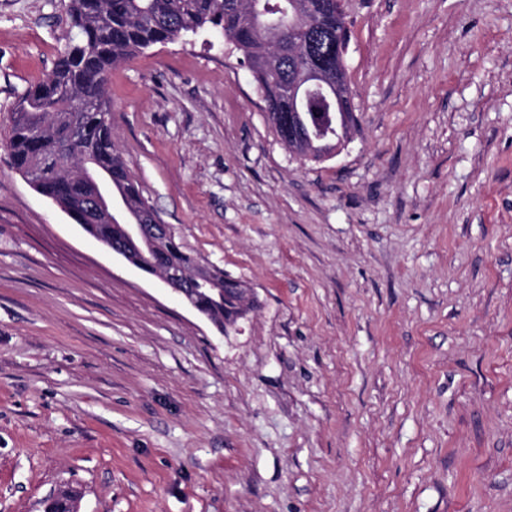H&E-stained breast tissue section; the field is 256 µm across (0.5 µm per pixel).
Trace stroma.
<instances>
[{
    "instance_id": "35a3bbf8",
    "label": "stroma",
    "mask_w": 512,
    "mask_h": 512,
    "mask_svg": "<svg viewBox=\"0 0 512 512\" xmlns=\"http://www.w3.org/2000/svg\"><path fill=\"white\" fill-rule=\"evenodd\" d=\"M342 4L327 161L215 31L110 77L160 222L255 292L224 334L14 168L69 26L0 0V512H512V0Z\"/></svg>"
}]
</instances>
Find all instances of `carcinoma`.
<instances>
[{"instance_id": "1", "label": "carcinoma", "mask_w": 512, "mask_h": 512, "mask_svg": "<svg viewBox=\"0 0 512 512\" xmlns=\"http://www.w3.org/2000/svg\"><path fill=\"white\" fill-rule=\"evenodd\" d=\"M297 4L301 18L312 24L319 71L338 100L339 112H293L288 97V15ZM70 33L55 68L32 85L17 104L8 148L15 168L26 173L42 169L50 176L42 184L45 197L66 213L83 191L80 170L85 158L106 173L112 188L143 207L149 202L112 140L107 85L121 62L157 45L210 28L240 51L264 96L269 118L281 142L304 160L319 161L336 147V134L350 133L353 113L342 64L347 25L336 0H64ZM92 98L93 112H61L56 97ZM75 223L101 244L119 242L122 225L94 219ZM124 259L149 271L152 265L189 270L196 260L172 240L154 253L146 247L129 249ZM239 281L213 269L192 300L211 323L224 326L241 315ZM78 494L63 490L45 512H74Z\"/></svg>"}]
</instances>
